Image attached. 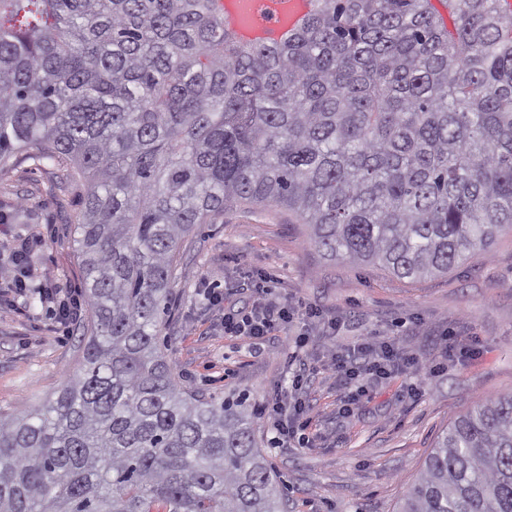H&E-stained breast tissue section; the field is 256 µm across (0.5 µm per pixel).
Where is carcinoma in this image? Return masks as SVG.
<instances>
[{"label":"carcinoma","mask_w":512,"mask_h":512,"mask_svg":"<svg viewBox=\"0 0 512 512\" xmlns=\"http://www.w3.org/2000/svg\"><path fill=\"white\" fill-rule=\"evenodd\" d=\"M278 40L224 0H0V169L83 186L90 333L0 415V512H288L250 397L160 348L183 236L285 208L331 260L446 274L512 231V0H311ZM397 512H512V394L438 439Z\"/></svg>","instance_id":"carcinoma-1"}]
</instances>
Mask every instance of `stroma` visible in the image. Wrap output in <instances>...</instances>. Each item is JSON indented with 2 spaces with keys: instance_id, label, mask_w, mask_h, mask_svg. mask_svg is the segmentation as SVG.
I'll list each match as a JSON object with an SVG mask.
<instances>
[{
  "instance_id": "obj_1",
  "label": "stroma",
  "mask_w": 512,
  "mask_h": 512,
  "mask_svg": "<svg viewBox=\"0 0 512 512\" xmlns=\"http://www.w3.org/2000/svg\"><path fill=\"white\" fill-rule=\"evenodd\" d=\"M57 170L16 156L0 173V209L38 201L32 224H0V414L18 415L55 399L83 364L86 308L59 324L55 299L7 291L9 257L32 246L34 282L82 294L83 270L74 220L80 191L56 195ZM308 226L287 210L230 207L198 225L181 245L172 285L164 352L188 389L224 395L244 391L252 405L289 401L294 329L255 345L224 332V316L248 306L249 286L270 275L279 299L313 305L340 321L336 337L313 339L299 355L309 369L302 399L309 424L273 447L270 422L255 437L288 489V512H394L419 476L437 439L460 415L512 393V231L491 253L447 274L415 282L383 268L331 261L309 240ZM221 296V304L210 301ZM454 328L474 353H444L438 334ZM390 342L415 354L419 372L374 382L350 415L338 411L344 393L336 353L360 340ZM419 383L421 396L406 387Z\"/></svg>"
}]
</instances>
